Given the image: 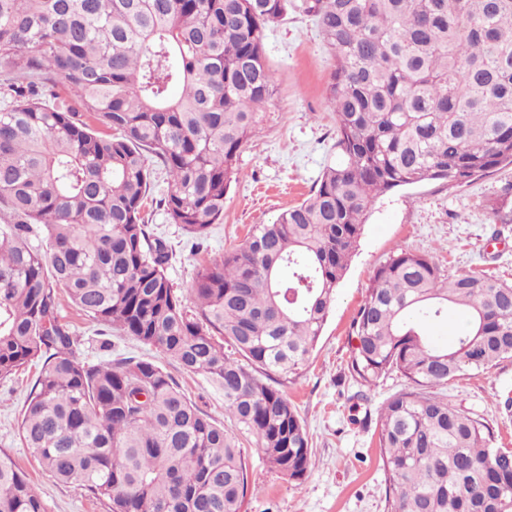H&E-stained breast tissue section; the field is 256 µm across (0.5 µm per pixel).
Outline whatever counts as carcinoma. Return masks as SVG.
<instances>
[{
  "label": "carcinoma",
  "mask_w": 512,
  "mask_h": 512,
  "mask_svg": "<svg viewBox=\"0 0 512 512\" xmlns=\"http://www.w3.org/2000/svg\"><path fill=\"white\" fill-rule=\"evenodd\" d=\"M315 19L336 60L341 160L181 291L145 201L201 238L273 94L265 30ZM80 101L76 112L60 100ZM512 164V0H0V379L38 360L23 447L109 512H242L240 435L300 484L309 431L277 378L300 374L376 198ZM42 237L41 244L32 239ZM156 351L89 365L58 290ZM447 326L451 343L428 328ZM348 371L406 380L377 409L387 512H512V449L440 389L512 358V283L399 248L351 324ZM229 343L239 357L224 352ZM224 392V425L166 371ZM0 512H47L0 452Z\"/></svg>",
  "instance_id": "cac0c4a2"
}]
</instances>
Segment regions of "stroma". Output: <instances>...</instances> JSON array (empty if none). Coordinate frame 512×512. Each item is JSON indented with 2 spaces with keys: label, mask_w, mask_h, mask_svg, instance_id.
Here are the masks:
<instances>
[{
  "label": "stroma",
  "mask_w": 512,
  "mask_h": 512,
  "mask_svg": "<svg viewBox=\"0 0 512 512\" xmlns=\"http://www.w3.org/2000/svg\"><path fill=\"white\" fill-rule=\"evenodd\" d=\"M265 46L275 91L259 107L239 157L240 175L226 197L223 223L194 239L168 223L154 204L145 207L151 232L173 249L167 274L178 288L190 287L199 264L240 246L253 225L272 223L300 203L323 170L340 160L336 114L329 103L335 59L315 20L289 13L266 29ZM510 195L512 165L458 187L428 181L375 200L307 368L281 384L310 433L314 465L296 485L270 470L253 444H245L250 478L243 512H385L387 487L375 426L363 417L404 381L390 374L367 399L359 398L360 387L347 370L351 323L376 268L400 247L428 252L452 272H487L512 282V224L495 223L492 212ZM59 316L77 336L83 362L154 355L135 339L89 321L68 299H61ZM166 369L202 411L223 421V392L176 363ZM38 372L32 363L0 380V450L38 485L48 512H107L81 488L55 483L21 443L22 409ZM446 392L453 404L491 424L496 447L512 448V359L465 371L449 381Z\"/></svg>",
  "instance_id": "obj_1"
}]
</instances>
